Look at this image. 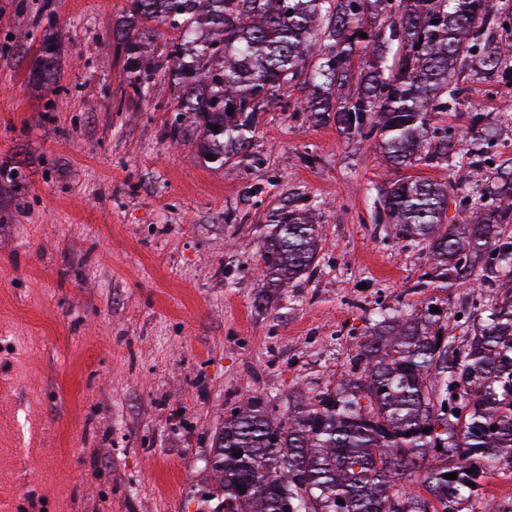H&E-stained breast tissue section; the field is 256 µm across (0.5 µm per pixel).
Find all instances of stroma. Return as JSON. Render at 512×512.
<instances>
[{"mask_svg":"<svg viewBox=\"0 0 512 512\" xmlns=\"http://www.w3.org/2000/svg\"><path fill=\"white\" fill-rule=\"evenodd\" d=\"M123 0H0V506L7 512H214L208 459L227 401L341 379L370 318L455 314L467 287L413 293L418 249L374 223L407 176L379 149L267 112L254 161L206 162V137L163 139L167 81L127 99L108 35ZM58 33L60 77L33 75ZM469 108L512 113L473 80ZM261 187L263 206L244 203ZM319 200L313 277L259 307V224L279 195Z\"/></svg>","mask_w":512,"mask_h":512,"instance_id":"stroma-1","label":"stroma"}]
</instances>
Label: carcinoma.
Masks as SVG:
<instances>
[{
	"label": "carcinoma",
	"mask_w": 512,
	"mask_h": 512,
	"mask_svg": "<svg viewBox=\"0 0 512 512\" xmlns=\"http://www.w3.org/2000/svg\"><path fill=\"white\" fill-rule=\"evenodd\" d=\"M156 24L177 38L150 61L129 30ZM112 42L133 96L162 76L174 111L218 127L200 154L221 166L252 158L261 116L278 107L381 144L396 167L443 171L391 183L373 216L423 246L410 290L512 279V157L495 156L512 116L448 122L469 104V80L512 85V0H126ZM58 46L41 42L35 75L57 70ZM295 84L310 93L290 101ZM470 172L486 180L473 186ZM315 208L291 192L260 225L270 287L313 275ZM435 303L378 313L335 384L225 408L211 456L224 512H491L476 507L481 483L512 468V294L466 301L451 330ZM412 478L428 496L398 486Z\"/></svg>",
	"instance_id": "obj_1"
}]
</instances>
